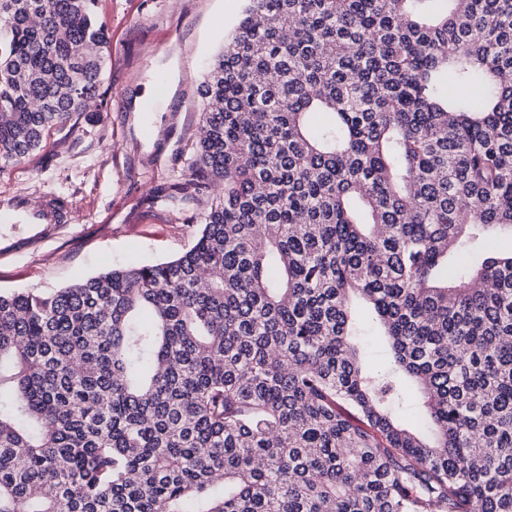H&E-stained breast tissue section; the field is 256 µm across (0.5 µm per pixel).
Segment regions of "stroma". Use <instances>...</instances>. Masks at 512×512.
<instances>
[{"mask_svg":"<svg viewBox=\"0 0 512 512\" xmlns=\"http://www.w3.org/2000/svg\"><path fill=\"white\" fill-rule=\"evenodd\" d=\"M246 0H98L111 36L107 112L49 129L28 162L0 174V198L64 200L58 224L0 223V291L56 289L193 242L203 207L169 197L189 173L198 88Z\"/></svg>","mask_w":512,"mask_h":512,"instance_id":"obj_1","label":"stroma"}]
</instances>
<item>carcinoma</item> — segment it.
Segmentation results:
<instances>
[{
	"instance_id": "carcinoma-1",
	"label": "carcinoma",
	"mask_w": 512,
	"mask_h": 512,
	"mask_svg": "<svg viewBox=\"0 0 512 512\" xmlns=\"http://www.w3.org/2000/svg\"><path fill=\"white\" fill-rule=\"evenodd\" d=\"M432 2L248 0L190 247L0 292V512H512V0ZM95 7L0 0V173L106 111ZM359 338L365 347L367 363L375 369L383 370L388 360L387 351L369 333Z\"/></svg>"
}]
</instances>
